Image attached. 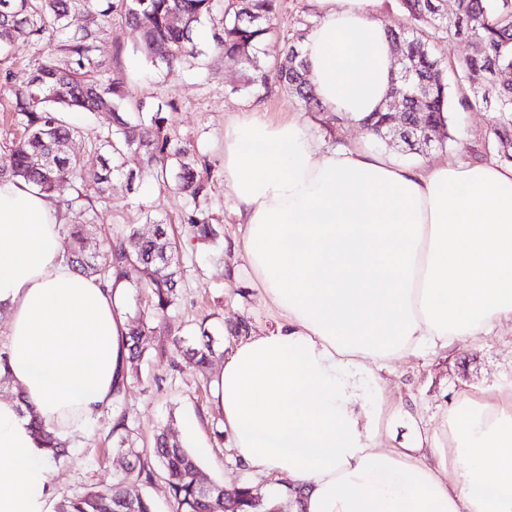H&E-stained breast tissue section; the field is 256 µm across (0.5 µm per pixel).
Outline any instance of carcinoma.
<instances>
[{
	"label": "carcinoma",
	"mask_w": 512,
	"mask_h": 512,
	"mask_svg": "<svg viewBox=\"0 0 512 512\" xmlns=\"http://www.w3.org/2000/svg\"><path fill=\"white\" fill-rule=\"evenodd\" d=\"M412 26L403 32L387 29L393 49L405 59L409 81L397 82L393 90H405L402 111L407 121L422 128L447 126L446 97L450 82L461 87L459 105L465 110L485 109L497 113L494 134L502 157L512 160V0H456L453 16H448L447 0H402ZM222 8L221 27L212 32V48L226 64H240L250 70L249 80L265 83L272 79L285 93L297 98L304 108H321L306 77L300 48L284 46L275 70L260 64L259 53L276 19L279 0H0V50L24 36L41 46L30 69L18 77L5 73L13 111L23 127V136L5 146L9 163L0 166V181L23 180L50 193L60 181H70L75 197L66 201L74 213L66 225L73 246L66 260L75 270L102 281L125 282L128 269H142L140 287L150 290L155 312L174 303L178 279L177 250L169 245L164 224L148 220L151 233L133 227L116 235L109 233L103 246L93 245V228L88 216L106 199L115 173L126 176L132 185L145 177L158 183L174 181L177 190L192 198L206 189V181L196 160L172 138L162 116L154 107L132 98L125 78L112 67L94 59L96 42L105 34L102 22L117 15L140 33L136 52L148 63L169 71L180 68L205 52L194 42L193 34L217 8ZM86 17L83 28L70 32V21ZM433 29L447 38L465 37L471 53L445 64L434 56L428 35ZM109 112L112 128L100 139L99 170L88 184L83 172L86 162L64 153L66 144L81 130L62 119L64 112ZM388 107L362 120L369 133L388 144L423 152L422 143H398L383 136ZM149 124L153 135L146 141L133 140L134 130ZM44 158L37 165L34 156ZM190 234L200 240L216 236L209 219L188 216ZM155 332L146 320L133 318L127 323V364L142 352V344ZM31 429L49 458L62 456L66 441L47 429L32 410H27ZM153 457L165 473L176 512H258L263 503L252 487L242 485L232 493L211 484L214 491H203L197 458L167 432L155 437ZM130 496L119 481L101 490H91L64 499L59 512H154L153 502L134 497V508L126 510Z\"/></svg>",
	"instance_id": "carcinoma-1"
}]
</instances>
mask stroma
<instances>
[{"mask_svg":"<svg viewBox=\"0 0 512 512\" xmlns=\"http://www.w3.org/2000/svg\"><path fill=\"white\" fill-rule=\"evenodd\" d=\"M317 19L312 0H280L272 43L293 42L305 26ZM108 35L96 55L127 77L133 98L162 105L166 125L178 144L205 164L208 193L192 200L175 185L142 180L129 189L124 177H113L110 201L99 204L91 220L101 229L120 232L128 226L144 227L153 217L172 226L178 246L180 282L177 296L161 317H154L148 296L126 291L123 315L154 319L157 330L150 337L136 373L127 378L123 394L105 407L90 424L72 437L68 455L48 466L50 512L71 495L108 487L123 475L115 455L112 426L117 416L126 419L133 448L148 454L153 438L168 429L200 462L205 481L225 490L247 485L276 512H293L286 477L265 476L246 468L229 447L224 414L218 407L215 382L225 356L241 339L275 330L277 311L258 288L241 243L237 201L224 185V127L247 112L274 121L298 122L303 135L321 149L362 146L390 156L395 162L422 170L449 164H501L492 112H450L445 135L427 151L415 153L388 146L367 135L362 126L338 112H309L277 85L247 83L243 70L213 62L212 20L199 27L197 39L202 57L175 71L153 66L133 49L138 30L110 19ZM202 211L217 230L215 240L189 236L184 219ZM211 337L216 349L207 374H200L187 358L185 348L196 347ZM512 385V326L503 325L476 344L460 343L423 356L395 360L386 377V388L404 402L411 419L395 418L397 440L410 438L414 430L433 433V416L439 406L460 399L476 388Z\"/></svg>","mask_w":512,"mask_h":512,"instance_id":"stroma-1","label":"stroma"}]
</instances>
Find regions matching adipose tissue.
<instances>
[{"label": "adipose tissue", "instance_id": "ef3b65f1", "mask_svg": "<svg viewBox=\"0 0 512 512\" xmlns=\"http://www.w3.org/2000/svg\"><path fill=\"white\" fill-rule=\"evenodd\" d=\"M373 0H315L301 45L329 110L381 111L396 71ZM224 182L257 282L282 317L226 356L217 402L252 471L288 476L295 512H512V385L446 408L437 443L387 442L391 361L479 342L512 321V169L423 171L354 146L321 151L296 122L224 127ZM54 200L0 182L8 376L57 434L114 398L127 356L118 289L68 265ZM45 452L0 399V512H48Z\"/></svg>", "mask_w": 512, "mask_h": 512}]
</instances>
